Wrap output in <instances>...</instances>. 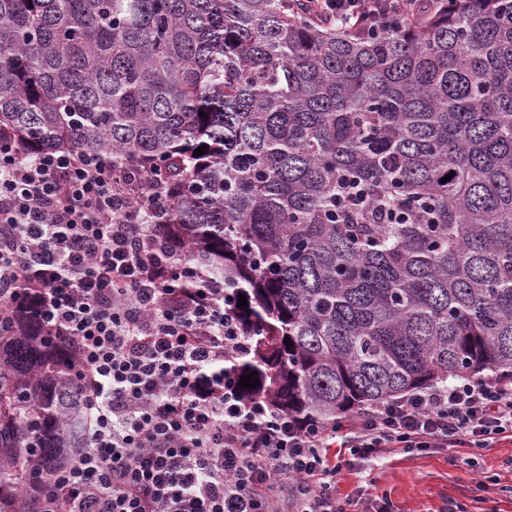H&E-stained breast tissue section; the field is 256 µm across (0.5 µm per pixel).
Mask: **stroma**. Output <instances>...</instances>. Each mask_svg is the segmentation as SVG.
Listing matches in <instances>:
<instances>
[{
  "label": "stroma",
  "mask_w": 512,
  "mask_h": 512,
  "mask_svg": "<svg viewBox=\"0 0 512 512\" xmlns=\"http://www.w3.org/2000/svg\"><path fill=\"white\" fill-rule=\"evenodd\" d=\"M374 488L392 512H443L455 502L466 512H512V444L473 448H395L379 459L358 461L341 474V495Z\"/></svg>",
  "instance_id": "1"
}]
</instances>
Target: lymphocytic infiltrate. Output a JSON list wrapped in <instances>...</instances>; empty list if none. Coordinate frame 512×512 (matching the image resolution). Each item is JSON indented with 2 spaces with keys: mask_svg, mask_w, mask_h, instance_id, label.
Instances as JSON below:
<instances>
[{
  "mask_svg": "<svg viewBox=\"0 0 512 512\" xmlns=\"http://www.w3.org/2000/svg\"><path fill=\"white\" fill-rule=\"evenodd\" d=\"M418 0H305L312 17L377 32ZM166 196L135 168L0 137V322L34 308L72 343L87 442L38 512H385L336 479L390 448L512 442V380L466 379L304 425L244 402L230 358L248 348L223 281L179 259L151 217ZM338 449L330 458V449Z\"/></svg>",
  "mask_w": 512,
  "mask_h": 512,
  "instance_id": "1",
  "label": "lymphocytic infiltrate"
}]
</instances>
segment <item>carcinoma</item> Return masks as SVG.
<instances>
[{
  "label": "carcinoma",
  "instance_id": "carcinoma-1",
  "mask_svg": "<svg viewBox=\"0 0 512 512\" xmlns=\"http://www.w3.org/2000/svg\"><path fill=\"white\" fill-rule=\"evenodd\" d=\"M423 5L368 35L294 0H0V135L164 185L183 263L248 302L247 402L336 424L512 377V0ZM86 417L79 359L16 312L0 512H34Z\"/></svg>",
  "mask_w": 512,
  "mask_h": 512
}]
</instances>
